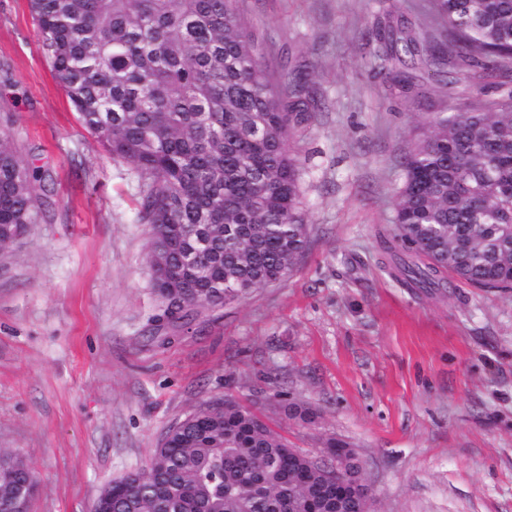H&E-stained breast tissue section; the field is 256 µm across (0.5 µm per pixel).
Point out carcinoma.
I'll list each match as a JSON object with an SVG mask.
<instances>
[{"label":"carcinoma","instance_id":"1","mask_svg":"<svg viewBox=\"0 0 512 512\" xmlns=\"http://www.w3.org/2000/svg\"><path fill=\"white\" fill-rule=\"evenodd\" d=\"M52 70L81 124L138 176V219L151 227L149 269L162 298L150 319L176 328L290 275L309 229L302 164L291 147L317 109L303 79L276 85L238 0H29ZM441 33L421 42L399 20L370 52L381 75L419 64L441 76L512 73V0H429ZM438 116L404 158L391 274L436 294L451 279L512 289V89ZM49 177L0 137V240L50 215ZM204 236L208 251L188 255ZM180 266L183 306L169 313L159 262ZM0 448V500L29 478ZM102 512H357L322 468L251 408L206 402L170 426L148 464L104 486Z\"/></svg>","mask_w":512,"mask_h":512}]
</instances>
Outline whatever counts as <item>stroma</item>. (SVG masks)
Instances as JSON below:
<instances>
[{"mask_svg":"<svg viewBox=\"0 0 512 512\" xmlns=\"http://www.w3.org/2000/svg\"><path fill=\"white\" fill-rule=\"evenodd\" d=\"M428 0H240L274 77L303 72L322 100L294 147L309 224L284 280L151 333L137 176L80 124L29 0H0V132L50 169V218L0 251V448L36 476L29 512H90L146 465L169 426L225 395L290 447L352 443L377 512H512V292L453 282L441 296L388 272L401 162L430 121L497 97L488 81L375 78L379 17L432 32ZM312 407L305 423L269 407Z\"/></svg>","mask_w":512,"mask_h":512,"instance_id":"obj_1","label":"stroma"}]
</instances>
